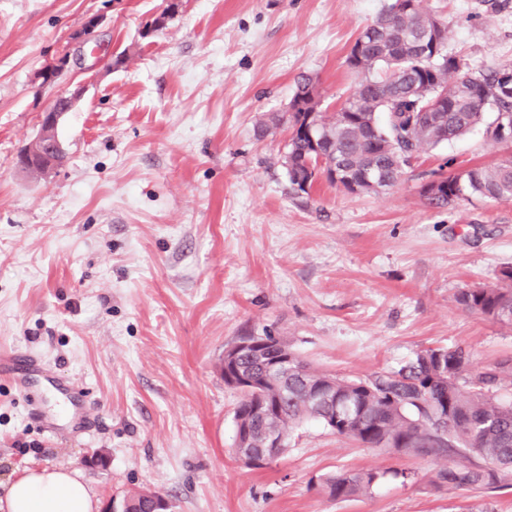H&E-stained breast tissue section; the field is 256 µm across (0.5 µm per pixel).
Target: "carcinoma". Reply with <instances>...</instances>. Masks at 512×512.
I'll return each mask as SVG.
<instances>
[{
	"instance_id": "1",
	"label": "carcinoma",
	"mask_w": 512,
	"mask_h": 512,
	"mask_svg": "<svg viewBox=\"0 0 512 512\" xmlns=\"http://www.w3.org/2000/svg\"><path fill=\"white\" fill-rule=\"evenodd\" d=\"M449 29L414 0H391L359 32L345 64L361 77L354 93L332 117L319 111L313 79L297 80L288 109L259 124L263 134L288 126L284 164L294 193L309 194L317 172L349 193H379L397 185L413 160L428 148L450 143L478 126L488 138L512 143V84L503 89L512 63L471 71L448 54ZM422 189L429 205L446 208L471 197L512 200V157L438 176ZM455 301L504 324H512V267L494 286L465 288ZM292 358L287 394L268 383L241 393L236 432L256 437L269 427L290 433L313 419L339 436L370 448L448 458L435 485L451 489L497 486L512 469V363L474 365L459 346L423 349L399 369L350 379L313 370L288 343L274 339ZM268 376L255 356L224 360V374ZM481 462H475L471 456ZM388 471H340L324 481L334 499L367 493Z\"/></svg>"
}]
</instances>
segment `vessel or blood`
<instances>
[{"mask_svg":"<svg viewBox=\"0 0 512 512\" xmlns=\"http://www.w3.org/2000/svg\"><path fill=\"white\" fill-rule=\"evenodd\" d=\"M0 373L12 377L20 392L24 394L28 393L35 383L46 384L69 406L75 420L79 421L85 417V392L75 385L72 378L49 370L37 357L1 352Z\"/></svg>","mask_w":512,"mask_h":512,"instance_id":"obj_1","label":"vessel or blood"}]
</instances>
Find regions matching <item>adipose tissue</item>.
Masks as SVG:
<instances>
[{
    "label": "adipose tissue",
    "mask_w": 512,
    "mask_h": 512,
    "mask_svg": "<svg viewBox=\"0 0 512 512\" xmlns=\"http://www.w3.org/2000/svg\"><path fill=\"white\" fill-rule=\"evenodd\" d=\"M99 502L82 475L68 469H25L0 496V512H98Z\"/></svg>",
    "instance_id": "adipose-tissue-1"
}]
</instances>
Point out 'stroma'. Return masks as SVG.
<instances>
[{
	"label": "stroma",
	"mask_w": 512,
	"mask_h": 512,
	"mask_svg": "<svg viewBox=\"0 0 512 512\" xmlns=\"http://www.w3.org/2000/svg\"><path fill=\"white\" fill-rule=\"evenodd\" d=\"M389 0H0V348L37 356L88 392L83 424L51 434L0 375V481L80 471L101 503L136 491L173 512H512L495 489L434 484L443 458L391 453L307 420L287 450L248 466L234 452L238 392L224 350L278 336L311 367L348 378L395 370L427 347L475 365L512 358V325L458 305L512 266V201L430 207L422 185L490 165L503 146L476 129L427 149L397 186L351 194L319 180L295 195L289 132L258 135L300 75L336 112L358 82L346 55ZM448 51L480 70L512 63V0H422ZM102 16L96 41L73 35ZM85 93L62 120L66 153L39 175L18 156L57 89L38 75L62 52ZM122 65H115L116 57ZM376 468L368 493L333 500L337 470Z\"/></svg>",
	"instance_id": "35a3bbf8"
}]
</instances>
